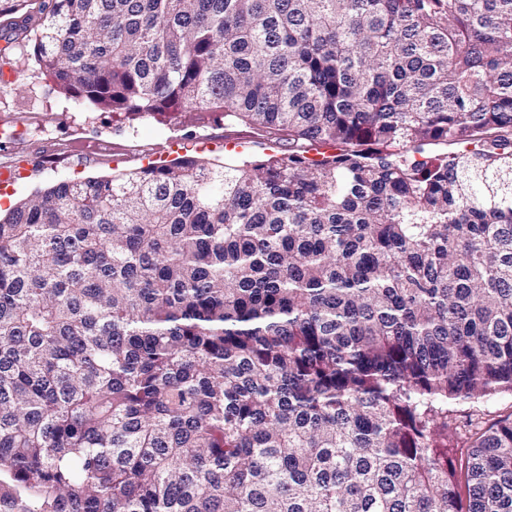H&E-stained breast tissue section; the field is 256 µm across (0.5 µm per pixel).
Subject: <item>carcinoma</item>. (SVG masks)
Instances as JSON below:
<instances>
[{"mask_svg": "<svg viewBox=\"0 0 512 512\" xmlns=\"http://www.w3.org/2000/svg\"><path fill=\"white\" fill-rule=\"evenodd\" d=\"M38 13L74 100L287 151L0 220V512H512V416L448 441L452 402L512 390V0Z\"/></svg>", "mask_w": 512, "mask_h": 512, "instance_id": "1", "label": "carcinoma"}]
</instances>
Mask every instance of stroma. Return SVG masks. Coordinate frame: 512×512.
Returning <instances> with one entry per match:
<instances>
[{
  "mask_svg": "<svg viewBox=\"0 0 512 512\" xmlns=\"http://www.w3.org/2000/svg\"><path fill=\"white\" fill-rule=\"evenodd\" d=\"M23 31L0 18V165L27 163L28 178L0 187V207L27 198L60 180L109 177L151 163L185 155H203L223 161L226 143L237 146L240 158L261 159L273 154L274 145L246 125L225 131L224 117L215 112H169L125 115L80 105L53 83L32 80L33 65L6 42L24 40ZM512 415V391H500L480 400L456 401L451 407L453 425L475 419L482 425Z\"/></svg>",
  "mask_w": 512,
  "mask_h": 512,
  "instance_id": "35a3bbf8",
  "label": "stroma"
}]
</instances>
